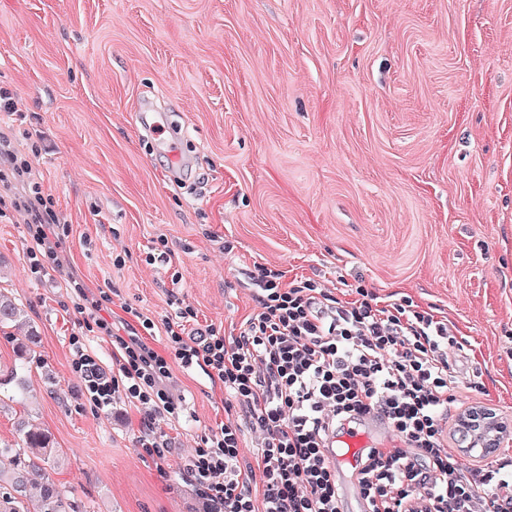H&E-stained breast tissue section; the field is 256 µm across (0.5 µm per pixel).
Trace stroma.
I'll list each match as a JSON object with an SVG mask.
<instances>
[{
  "instance_id": "35a3bbf8",
  "label": "stroma",
  "mask_w": 512,
  "mask_h": 512,
  "mask_svg": "<svg viewBox=\"0 0 512 512\" xmlns=\"http://www.w3.org/2000/svg\"><path fill=\"white\" fill-rule=\"evenodd\" d=\"M0 87L25 115L0 112V136L25 155L40 143L65 270L93 299L111 284L113 323L186 304L188 336L230 333L259 264L340 299L362 288L447 321L449 422L476 404L512 421V0H0ZM140 103L188 131L184 163L132 121ZM29 247L8 211L0 290L39 343L0 440L24 411L48 429L80 512H200L187 459L229 419L254 461L245 414L174 368L189 412L157 466L124 396L86 398L69 342L84 316L29 272ZM162 248L169 262L148 264Z\"/></svg>"
}]
</instances>
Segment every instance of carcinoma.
<instances>
[{
    "label": "carcinoma",
    "mask_w": 512,
    "mask_h": 512,
    "mask_svg": "<svg viewBox=\"0 0 512 512\" xmlns=\"http://www.w3.org/2000/svg\"><path fill=\"white\" fill-rule=\"evenodd\" d=\"M27 324L22 304L0 291V327ZM38 335L28 330L26 342L17 346L10 370L14 397L21 401L28 385L22 369L35 354ZM60 455L51 434L28 420L20 422L15 445L0 446V512H77L52 478Z\"/></svg>",
    "instance_id": "1"
}]
</instances>
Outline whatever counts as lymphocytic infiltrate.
Returning <instances> with one entry per match:
<instances>
[{"label":"lymphocytic infiltrate","instance_id":"obj_1","mask_svg":"<svg viewBox=\"0 0 512 512\" xmlns=\"http://www.w3.org/2000/svg\"><path fill=\"white\" fill-rule=\"evenodd\" d=\"M2 180L23 189L14 207L27 215L31 273L60 272L54 203L44 196L30 157L18 155L4 137ZM282 278L281 271L258 266L256 305L238 334L227 337L211 326L189 340L185 324L193 309L181 308L160 325L134 311L135 325L121 334L103 316L102 301H88L82 280L67 276L77 310L91 311L120 356L117 374L106 375L84 338L74 336L73 370L99 408L123 392L140 414L138 446L159 465L167 443L155 421L179 419L184 411L171 392L173 367L203 370L246 409L261 438L254 464H243L240 429L232 422L210 429L189 458L203 512H342L332 453L345 425L372 412L398 443L361 455L358 491L368 512H479L487 494L492 512H512V470L466 465L448 445L446 348L454 340L447 325L401 304L378 306L365 290L343 302L318 282ZM158 327L164 340L157 349L145 337ZM255 476L262 487L257 497L249 487Z\"/></svg>","mask_w":512,"mask_h":512}]
</instances>
